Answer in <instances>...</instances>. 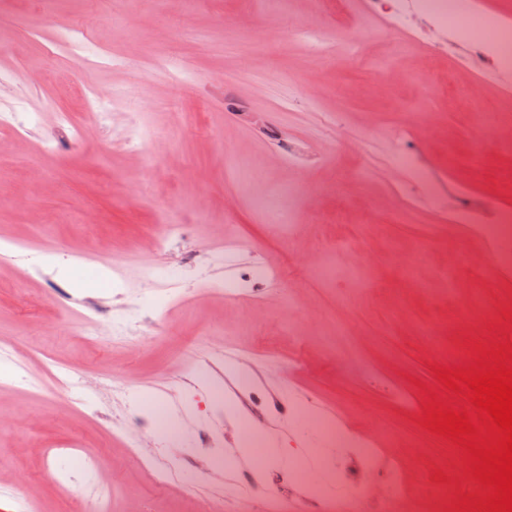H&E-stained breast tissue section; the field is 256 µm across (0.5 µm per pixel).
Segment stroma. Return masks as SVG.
I'll list each match as a JSON object with an SVG mask.
<instances>
[{"mask_svg": "<svg viewBox=\"0 0 512 512\" xmlns=\"http://www.w3.org/2000/svg\"><path fill=\"white\" fill-rule=\"evenodd\" d=\"M346 2L358 54L333 42L318 59L288 36L333 30L310 0H167L152 20L130 0H0V512H90L61 475L71 450L107 480L112 512L219 497L228 512H308L286 467L326 450L346 472L337 501L375 497L372 471L388 478L397 459L414 512L468 491L447 440L419 424L420 389L512 306V265L482 231L512 214V147L497 144L512 74L473 71L469 48L417 24L392 29L375 0ZM79 80L102 92L106 123L87 118ZM167 224L183 231L162 244ZM205 243L223 262L198 256ZM325 253L342 271L330 282L310 276ZM241 356L249 405L239 386L212 401L194 384ZM295 398L348 445L327 449L289 413ZM215 424L225 473L204 478L187 438ZM392 426L413 442L392 447ZM256 427L262 446L238 461ZM141 430L159 431L178 480L158 484L135 456Z\"/></svg>", "mask_w": 512, "mask_h": 512, "instance_id": "obj_1", "label": "stroma"}]
</instances>
